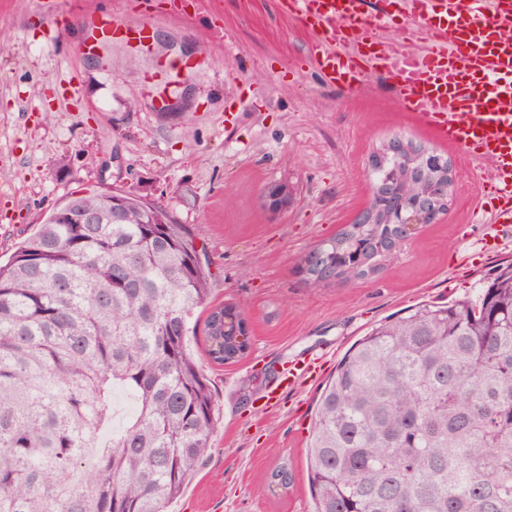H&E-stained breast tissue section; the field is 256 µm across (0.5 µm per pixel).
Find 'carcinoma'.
Listing matches in <instances>:
<instances>
[{"mask_svg": "<svg viewBox=\"0 0 512 512\" xmlns=\"http://www.w3.org/2000/svg\"><path fill=\"white\" fill-rule=\"evenodd\" d=\"M397 161L371 168L391 180ZM112 196L69 197L0 264V512H164L208 456L218 404L187 336L210 263L159 204L121 224H69ZM390 224H349L313 247L312 286L374 274ZM242 340H237V337ZM207 356L244 358V313L204 320ZM121 387L133 419L100 441ZM315 512H512V264L475 301L420 305L344 356L308 448Z\"/></svg>", "mask_w": 512, "mask_h": 512, "instance_id": "cac0c4a2", "label": "carcinoma"}]
</instances>
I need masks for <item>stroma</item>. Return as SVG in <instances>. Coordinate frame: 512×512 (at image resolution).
<instances>
[{
    "mask_svg": "<svg viewBox=\"0 0 512 512\" xmlns=\"http://www.w3.org/2000/svg\"><path fill=\"white\" fill-rule=\"evenodd\" d=\"M146 26L144 44L81 50L92 12ZM311 31L278 0H0V257L67 197L120 190L162 203L205 243L211 298L243 311L251 350L209 361L190 337L220 408L212 449L166 512H313L312 414L321 387L376 324L422 303L477 299L512 261L480 222L482 160L420 124L385 80L323 83L307 57ZM399 137L452 163L446 212L365 280L313 288L301 256L352 223L371 197L369 158ZM293 189L271 214L262 188ZM314 352L318 378L272 408L267 374ZM287 464L286 490L268 476Z\"/></svg>",
    "mask_w": 512,
    "mask_h": 512,
    "instance_id": "35a3bbf8",
    "label": "stroma"
}]
</instances>
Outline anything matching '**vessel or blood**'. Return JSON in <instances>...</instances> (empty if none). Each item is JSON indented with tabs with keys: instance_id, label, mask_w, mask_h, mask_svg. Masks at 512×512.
Listing matches in <instances>:
<instances>
[{
	"instance_id": "b4317fda",
	"label": "vessel or blood",
	"mask_w": 512,
	"mask_h": 512,
	"mask_svg": "<svg viewBox=\"0 0 512 512\" xmlns=\"http://www.w3.org/2000/svg\"><path fill=\"white\" fill-rule=\"evenodd\" d=\"M410 24L391 42L377 30L387 9L366 14V0H287V12L317 36L308 58L322 80L345 87L371 70L386 72L402 103L419 122L469 155L488 164L481 178L489 221L512 229V0H404ZM426 29L425 46L409 44L415 25ZM142 26L91 17L82 45L92 53L99 41H144ZM315 356L290 361L278 371L269 400L316 374Z\"/></svg>"
}]
</instances>
